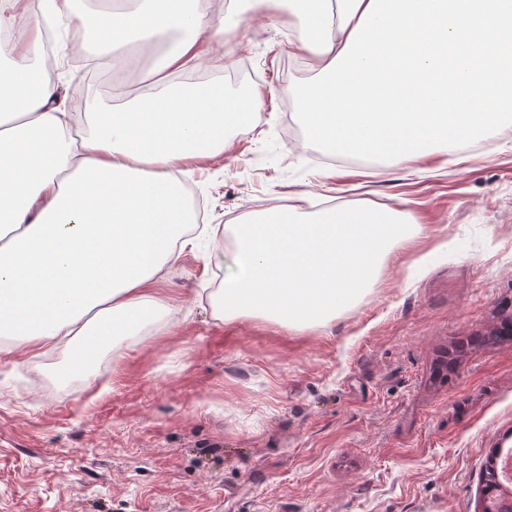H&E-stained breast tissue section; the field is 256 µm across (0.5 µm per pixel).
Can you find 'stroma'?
<instances>
[{
    "mask_svg": "<svg viewBox=\"0 0 512 512\" xmlns=\"http://www.w3.org/2000/svg\"><path fill=\"white\" fill-rule=\"evenodd\" d=\"M287 24L253 17L224 40L263 105L181 175L225 233L152 282L177 321L64 378L65 342L0 339V512H481L488 455L512 448V127L415 161H324L295 115L312 73ZM63 63L69 111L120 103ZM362 203L416 226L332 322L223 319L202 300L227 272L207 253L231 251L238 222Z\"/></svg>",
    "mask_w": 512,
    "mask_h": 512,
    "instance_id": "35a3bbf8",
    "label": "stroma"
}]
</instances>
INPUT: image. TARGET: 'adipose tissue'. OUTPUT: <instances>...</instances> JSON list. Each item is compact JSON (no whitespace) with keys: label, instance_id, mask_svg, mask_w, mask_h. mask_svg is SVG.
I'll use <instances>...</instances> for the list:
<instances>
[{"label":"adipose tissue","instance_id":"1","mask_svg":"<svg viewBox=\"0 0 512 512\" xmlns=\"http://www.w3.org/2000/svg\"><path fill=\"white\" fill-rule=\"evenodd\" d=\"M370 0H250L256 15L284 14L288 50L321 71L342 52ZM50 10L84 33L85 46L135 44L159 56L149 88L102 112H71L40 63ZM30 23L8 38L17 17ZM240 16L213 15L207 0H105L92 14L76 0H9L0 8V336L14 348L70 338L69 366L87 363L119 336L169 316L148 287L186 247L215 234L197 225L178 172L224 150L235 128L253 122L223 88H182L188 66L221 71L233 52L213 42ZM21 56L25 65L14 64ZM196 238H189V231Z\"/></svg>","mask_w":512,"mask_h":512}]
</instances>
